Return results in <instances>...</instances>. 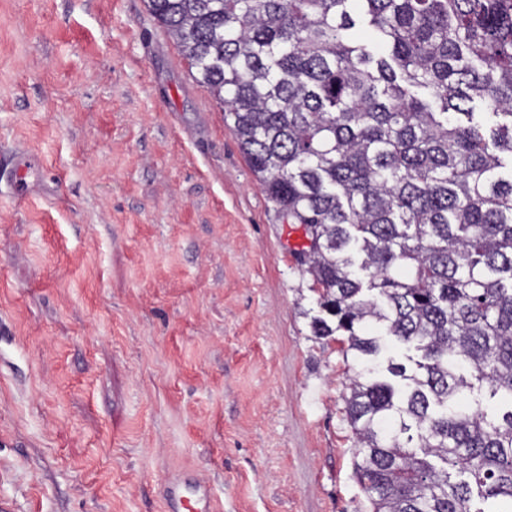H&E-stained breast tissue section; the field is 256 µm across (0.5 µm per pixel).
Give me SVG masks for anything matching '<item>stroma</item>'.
<instances>
[{
	"instance_id": "1",
	"label": "stroma",
	"mask_w": 512,
	"mask_h": 512,
	"mask_svg": "<svg viewBox=\"0 0 512 512\" xmlns=\"http://www.w3.org/2000/svg\"><path fill=\"white\" fill-rule=\"evenodd\" d=\"M0 507L369 512L311 278L145 0H0ZM195 495L192 499H185L180 494L179 486L176 483L169 488V498L173 502L176 512H216L205 485H200Z\"/></svg>"
}]
</instances>
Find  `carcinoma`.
Masks as SVG:
<instances>
[{
	"label": "carcinoma",
	"instance_id": "1",
	"mask_svg": "<svg viewBox=\"0 0 512 512\" xmlns=\"http://www.w3.org/2000/svg\"><path fill=\"white\" fill-rule=\"evenodd\" d=\"M147 6L304 232L312 332L359 365L344 401L370 512H507L512 0Z\"/></svg>",
	"mask_w": 512,
	"mask_h": 512
}]
</instances>
